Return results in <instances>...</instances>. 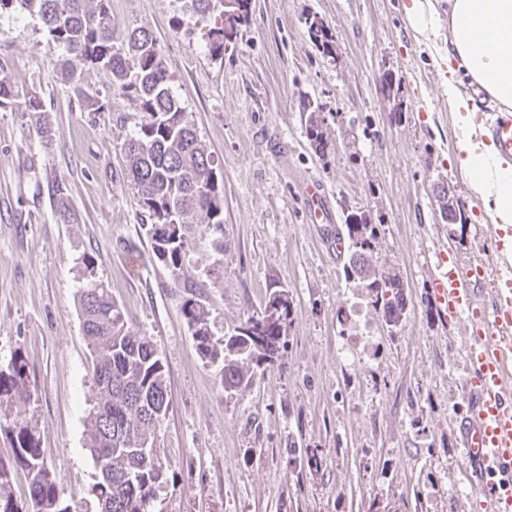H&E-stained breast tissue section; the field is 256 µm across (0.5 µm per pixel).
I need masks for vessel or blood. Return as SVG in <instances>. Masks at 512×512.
<instances>
[{"label":"vessel or blood","instance_id":"1","mask_svg":"<svg viewBox=\"0 0 512 512\" xmlns=\"http://www.w3.org/2000/svg\"><path fill=\"white\" fill-rule=\"evenodd\" d=\"M483 130L512 159V113L487 108ZM491 258L439 261L432 290L439 311L466 318L460 392L467 414L459 423L466 467L477 484L481 512H512V281L491 280ZM490 285L491 302L477 296Z\"/></svg>","mask_w":512,"mask_h":512}]
</instances>
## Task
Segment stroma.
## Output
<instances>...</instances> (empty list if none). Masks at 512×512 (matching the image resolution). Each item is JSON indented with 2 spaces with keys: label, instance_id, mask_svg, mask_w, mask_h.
Returning <instances> with one entry per match:
<instances>
[{
  "label": "stroma",
  "instance_id": "35a3bbf8",
  "mask_svg": "<svg viewBox=\"0 0 512 512\" xmlns=\"http://www.w3.org/2000/svg\"><path fill=\"white\" fill-rule=\"evenodd\" d=\"M110 7L115 45L133 28L153 32L219 166L224 248L196 240L177 275L154 259L122 151L135 105L102 69L57 80L65 53L40 20L0 14V64L43 106L0 112V368L18 353L27 360L29 397L10 414L36 423L69 512H98L86 431L95 367L79 309L86 259L166 373L155 512H479L457 429L466 321L439 319L431 284L435 242L462 259L485 256L473 227L492 222L454 161L459 131L439 60L447 28L420 36L401 0H252L249 24L215 59L204 21H182L190 0ZM311 14L329 27L333 55L309 40ZM315 110L330 144L323 157L306 137ZM312 179L325 190V224L302 194ZM60 182L70 223L56 213ZM444 188L465 223H443ZM350 213L385 217L372 259L406 285L396 328L326 243ZM277 289L293 311L283 347L225 392L185 304L206 307L219 338Z\"/></svg>",
  "mask_w": 512,
  "mask_h": 512
}]
</instances>
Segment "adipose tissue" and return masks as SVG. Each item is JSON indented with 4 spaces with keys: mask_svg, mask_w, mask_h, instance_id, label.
<instances>
[{
    "mask_svg": "<svg viewBox=\"0 0 512 512\" xmlns=\"http://www.w3.org/2000/svg\"><path fill=\"white\" fill-rule=\"evenodd\" d=\"M446 65L448 104L462 136L455 160L472 192L503 230L502 244L512 249V160L499 155L482 137L479 107L463 93L461 78L486 92L504 109L512 108V0H448Z\"/></svg>",
    "mask_w": 512,
    "mask_h": 512,
    "instance_id": "ef3b65f1",
    "label": "adipose tissue"
}]
</instances>
